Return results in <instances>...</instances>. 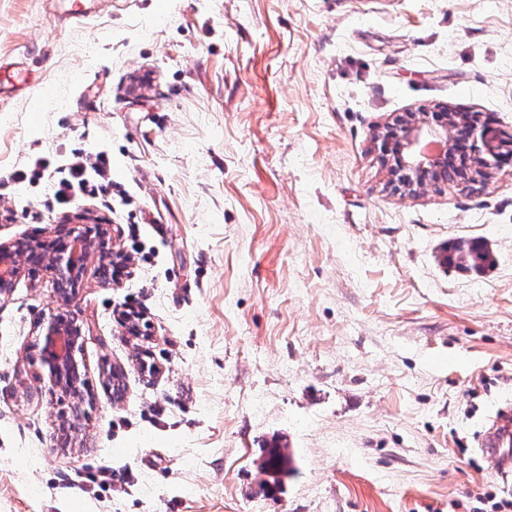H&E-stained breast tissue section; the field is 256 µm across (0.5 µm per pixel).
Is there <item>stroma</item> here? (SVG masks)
Segmentation results:
<instances>
[{"label":"stroma","mask_w":512,"mask_h":512,"mask_svg":"<svg viewBox=\"0 0 512 512\" xmlns=\"http://www.w3.org/2000/svg\"><path fill=\"white\" fill-rule=\"evenodd\" d=\"M0 59L29 74L0 96V242L103 224L130 258L81 281L94 402L64 448L31 349L53 279L0 300V512H478L512 485L478 450L512 404V170L400 198L371 140L437 104L512 135V0H0ZM79 152L111 200L14 179ZM465 241L483 274L445 263ZM262 470L265 474L272 476L275 485L281 481V476H288L292 471L290 458L280 445L275 444L272 448H268L267 457L262 464Z\"/></svg>","instance_id":"1"}]
</instances>
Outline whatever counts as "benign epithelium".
<instances>
[{
  "mask_svg": "<svg viewBox=\"0 0 512 512\" xmlns=\"http://www.w3.org/2000/svg\"><path fill=\"white\" fill-rule=\"evenodd\" d=\"M467 126V152L461 164L462 177L448 188L469 192L490 180L512 163V139L489 136L482 116L455 112L444 104L408 112L378 128L374 147L388 169L386 189L401 197H415L430 188H438L448 173V155L453 150L458 129ZM0 297L9 295L28 264H39L54 280L57 293L70 306L88 265L98 262V271L108 276L110 266L127 260L112 249V238L102 225L93 228L75 224L51 240L18 238L0 242ZM76 312L54 314L36 326L35 344L39 359L47 369L52 388L71 393L78 404L68 419L69 429L81 431L83 393L82 333Z\"/></svg>",
  "mask_w": 512,
  "mask_h": 512,
  "instance_id": "obj_1",
  "label": "benign epithelium"
}]
</instances>
